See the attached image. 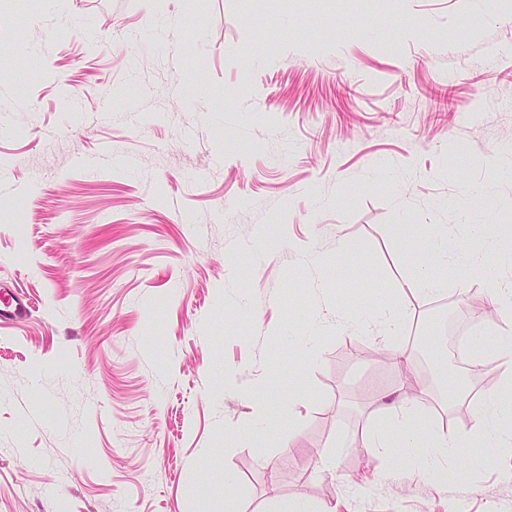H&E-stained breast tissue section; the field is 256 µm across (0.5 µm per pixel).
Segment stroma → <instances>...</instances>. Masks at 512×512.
I'll list each match as a JSON object with an SVG mask.
<instances>
[{"mask_svg": "<svg viewBox=\"0 0 512 512\" xmlns=\"http://www.w3.org/2000/svg\"><path fill=\"white\" fill-rule=\"evenodd\" d=\"M509 144L512 0H0V512H512V447L360 442L402 386L478 415L484 273L403 299L408 380L338 323L428 224L512 283ZM27 308L28 303L25 298L19 295H8L5 297L1 290L0 322L17 321L23 316Z\"/></svg>", "mask_w": 512, "mask_h": 512, "instance_id": "stroma-1", "label": "stroma"}]
</instances>
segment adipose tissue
Here are the masks:
<instances>
[{"instance_id": "obj_1", "label": "adipose tissue", "mask_w": 512, "mask_h": 512, "mask_svg": "<svg viewBox=\"0 0 512 512\" xmlns=\"http://www.w3.org/2000/svg\"><path fill=\"white\" fill-rule=\"evenodd\" d=\"M429 241L431 268L414 272L406 285L395 286L396 300L392 304L364 302L357 306L353 316L354 323L360 327L380 321L381 335L386 347L393 355L395 366L403 372L409 370L410 358L403 343L399 296L407 291L415 295H430L444 290L446 283L433 274V267H444L452 263L476 268L485 264L481 254L470 250L464 244L449 241L446 225H433ZM493 341L500 368L498 385L487 396L484 413L470 432L457 433L449 430L443 421L436 419L430 412H420L407 406L398 392L389 391L383 393L381 405L388 424L365 430L362 435L363 447L386 457L391 456L393 448L397 446L430 448L435 455L445 457L454 448L460 447L470 435L480 437L490 448L511 443L512 427L503 426L499 421V414L503 411L512 413V331H496Z\"/></svg>"}]
</instances>
